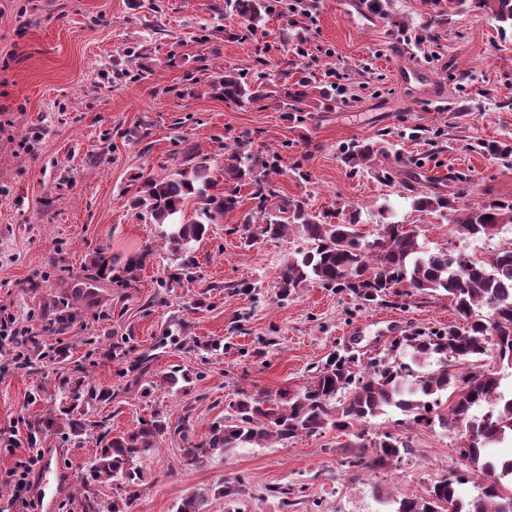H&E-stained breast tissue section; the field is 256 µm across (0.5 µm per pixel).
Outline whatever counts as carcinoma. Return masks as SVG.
Here are the masks:
<instances>
[{
  "label": "carcinoma",
  "mask_w": 512,
  "mask_h": 512,
  "mask_svg": "<svg viewBox=\"0 0 512 512\" xmlns=\"http://www.w3.org/2000/svg\"><path fill=\"white\" fill-rule=\"evenodd\" d=\"M456 6L490 15L501 31L512 30V0H448ZM243 19L246 31L253 33L271 12L270 0H226ZM224 101L249 102L273 97L277 90L259 72L246 80L230 70L218 78ZM313 94L311 82L302 77L286 88L282 98L293 112L301 111ZM249 140L239 139L230 153L224 154V183L234 184L228 191L217 189L204 159L178 168L166 176L145 181L132 198L135 209L145 211L161 227L170 255L190 252L192 244L209 234L211 225L240 206L238 187L248 185L251 196L261 202L277 196L275 185L267 177L264 160L253 156ZM389 156L380 141L360 143L343 153L348 167H371ZM457 192L444 194L414 191L411 206L417 212L444 209L454 213L452 232L462 238L490 237L505 224H512V201L487 199L467 203L464 181ZM194 197L199 204L196 217L188 220L184 204ZM276 217L264 220L256 235L277 240L294 231L309 244L280 265L278 287L286 296L313 283L324 288L346 290L366 303L382 302L403 293L409 297L443 292L450 299L461 322L438 331H403L393 337L381 356L362 366L360 356L351 350L326 361L314 375V381L298 392H284L276 397L264 393H239L230 404L224 423L215 425L207 439L181 449V463L197 467L218 453L232 448H249L269 440L289 441L311 437L335 428L339 431L361 429L354 434L357 449L346 459L350 468L376 466L385 458L411 454V445L398 436L386 434L379 442L380 458L366 459L361 442L362 428L370 419L388 411H398L399 426L432 425L458 429L471 437L465 448V466L487 479L481 492L466 501L456 483H435L427 496L389 495L381 503L396 506L394 512H512V462L490 453V449L512 441V394L501 389L502 377L484 367L483 357L492 354L502 365L512 368V250L499 251L488 258H477L461 250L433 251L418 240V233L407 224H380L367 240L359 228V212L312 214L301 199H283ZM149 256L140 252L126 258L120 267L107 256L106 249L95 252L91 265L96 276L82 282L75 297L95 295L97 282L107 279L122 286L136 281ZM438 361L437 368L427 362ZM66 377L69 406L62 411L70 433L80 436L96 431L99 448L90 467L92 480L99 485L119 482L109 512H128L141 490L142 475L138 462L157 447L167 433H183L185 426H171L167 419L154 414L142 420L135 430L111 435L110 418H90L85 406L112 401L110 387L84 384L78 376ZM453 401L441 410L442 398Z\"/></svg>",
  "instance_id": "1"
}]
</instances>
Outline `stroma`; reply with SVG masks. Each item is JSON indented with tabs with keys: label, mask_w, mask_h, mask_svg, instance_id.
Segmentation results:
<instances>
[{
	"label": "stroma",
	"mask_w": 512,
	"mask_h": 512,
	"mask_svg": "<svg viewBox=\"0 0 512 512\" xmlns=\"http://www.w3.org/2000/svg\"><path fill=\"white\" fill-rule=\"evenodd\" d=\"M378 25L352 22L337 0H313L309 14L278 12L255 34L224 0H0V317L13 315L28 343L31 368L0 354V486L17 456L40 448L60 468L67 488L53 512H81L80 480L96 451L92 434L40 431L58 414L59 382L74 365L92 385L112 387L113 433L135 429L159 413L185 421L184 435L164 436L140 462L143 487L130 512H176L203 489L204 512H382L377 492L420 496L462 466L460 433L413 428L410 455L376 468L346 472L351 451L336 429L262 448H236L202 466L181 464L183 447L207 438L239 390L276 394L307 385L333 352L371 353L411 327L457 322L447 297L392 296L362 304L345 291L308 285L281 296L280 264L304 240L250 238L242 221L276 211L241 187L240 207L225 214L189 253L179 277L149 216L132 209L142 183L168 174L194 147L213 176L224 149L248 135L254 155L271 157L269 177L284 198L312 212L357 208L362 229L417 225L430 249L481 257L512 247V224L493 236L461 239L448 218L417 212L406 187L448 193L463 174L467 199L512 200V156L487 143L512 145V36L488 16L447 8L437 40L426 36L425 0H390ZM406 30H398L395 20ZM307 54L296 58V42ZM275 70L302 67L314 85L343 84L335 104L311 101L292 112L280 99L234 104L215 88L235 70L252 75L259 58ZM421 69L430 87L402 82L401 69ZM382 138L392 157L375 168L350 169L343 148ZM124 258L151 249L129 287L101 283L92 301H75L95 251ZM69 316L60 334L50 324ZM118 346V358L103 350ZM150 354L146 373L129 361ZM179 375L176 386L166 377ZM234 498L218 495L223 482ZM291 486L289 497L277 489Z\"/></svg>",
	"instance_id": "stroma-1"
}]
</instances>
